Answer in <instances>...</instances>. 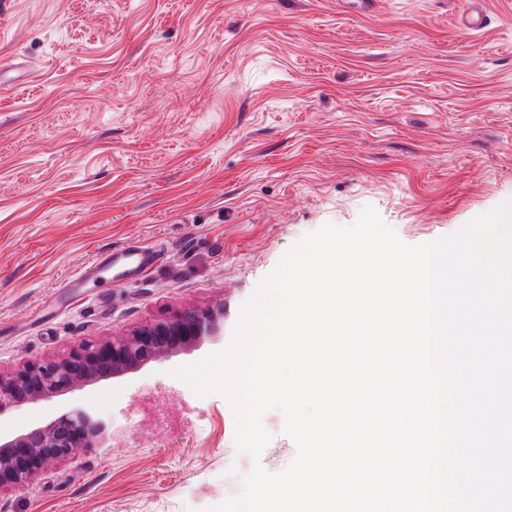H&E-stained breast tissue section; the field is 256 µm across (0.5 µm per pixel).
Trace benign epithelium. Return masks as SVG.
Returning a JSON list of instances; mask_svg holds the SVG:
<instances>
[{"instance_id": "7a95c632", "label": "benign epithelium", "mask_w": 512, "mask_h": 512, "mask_svg": "<svg viewBox=\"0 0 512 512\" xmlns=\"http://www.w3.org/2000/svg\"><path fill=\"white\" fill-rule=\"evenodd\" d=\"M223 312L189 308L126 333L82 344L67 356L16 371L0 370V413L135 372L220 335ZM105 423L75 410L33 428L0 434V489H22L55 459L101 441Z\"/></svg>"}]
</instances>
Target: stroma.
<instances>
[{
	"instance_id": "obj_1",
	"label": "stroma",
	"mask_w": 512,
	"mask_h": 512,
	"mask_svg": "<svg viewBox=\"0 0 512 512\" xmlns=\"http://www.w3.org/2000/svg\"><path fill=\"white\" fill-rule=\"evenodd\" d=\"M0 11V368L43 364L185 308L224 340L0 415L92 409L126 436L50 463L0 512H205L296 454L284 418L238 453L225 396L171 369L223 351L282 256L372 207L406 244L512 199V0H11ZM153 260L106 271L130 242Z\"/></svg>"
}]
</instances>
